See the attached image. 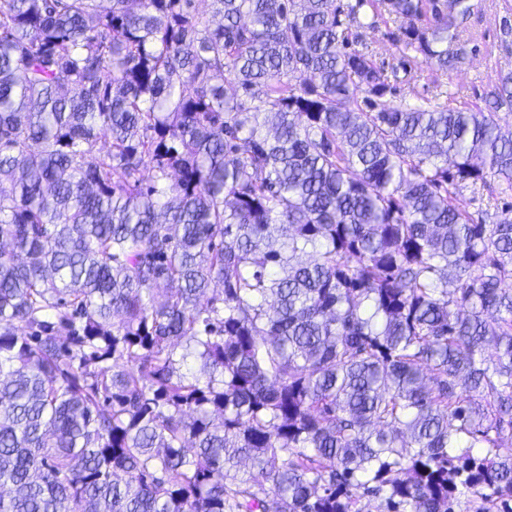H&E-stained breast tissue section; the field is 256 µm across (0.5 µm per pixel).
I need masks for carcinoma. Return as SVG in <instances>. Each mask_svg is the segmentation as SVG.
Instances as JSON below:
<instances>
[{"label":"carcinoma","instance_id":"1","mask_svg":"<svg viewBox=\"0 0 512 512\" xmlns=\"http://www.w3.org/2000/svg\"><path fill=\"white\" fill-rule=\"evenodd\" d=\"M194 2L0 4V512L509 507L512 68L352 32L446 74L473 0ZM478 1L481 5L468 18L465 27L466 37L478 44L479 51L470 53L461 67L439 77L438 82H434V76L424 64L411 63L406 74L399 70L397 92L388 99L415 102L440 93L439 102L450 107L463 103L484 107V99L496 81L500 65L509 61L512 67V54L504 53L499 39L500 20L505 7L512 6V0ZM362 23L368 24L376 20L372 28H359L357 32L361 35L363 44L368 46L369 55L377 66L390 70L396 66L402 55L400 44L393 41L394 34H399V28L403 25L402 20H393L384 16L383 18L372 17L371 8H365L360 13Z\"/></svg>","mask_w":512,"mask_h":512}]
</instances>
